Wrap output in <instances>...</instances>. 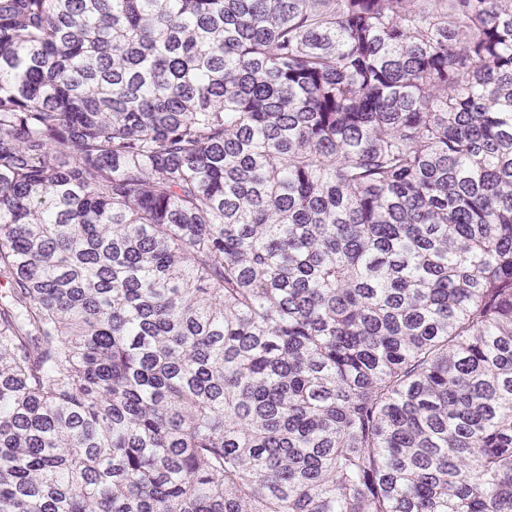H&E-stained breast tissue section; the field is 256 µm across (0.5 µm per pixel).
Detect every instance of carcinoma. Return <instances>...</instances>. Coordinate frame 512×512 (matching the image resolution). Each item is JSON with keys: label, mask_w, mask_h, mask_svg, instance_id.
Returning a JSON list of instances; mask_svg holds the SVG:
<instances>
[{"label": "carcinoma", "mask_w": 512, "mask_h": 512, "mask_svg": "<svg viewBox=\"0 0 512 512\" xmlns=\"http://www.w3.org/2000/svg\"><path fill=\"white\" fill-rule=\"evenodd\" d=\"M0 512H512V0H0Z\"/></svg>", "instance_id": "obj_1"}]
</instances>
